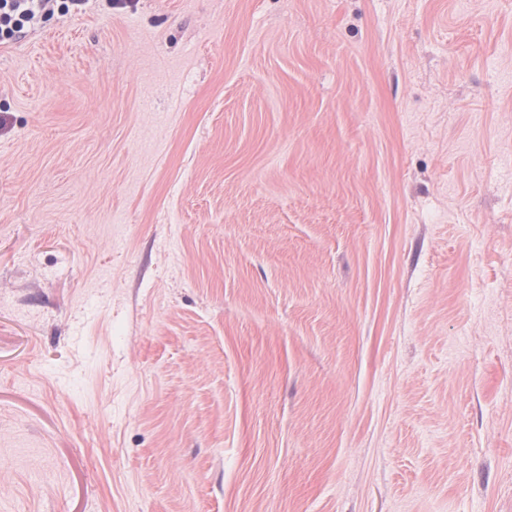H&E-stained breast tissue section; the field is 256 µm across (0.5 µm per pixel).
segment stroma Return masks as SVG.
I'll list each match as a JSON object with an SVG mask.
<instances>
[{
	"label": "stroma",
	"instance_id": "1",
	"mask_svg": "<svg viewBox=\"0 0 512 512\" xmlns=\"http://www.w3.org/2000/svg\"><path fill=\"white\" fill-rule=\"evenodd\" d=\"M0 512H512V0L0 44Z\"/></svg>",
	"mask_w": 512,
	"mask_h": 512
}]
</instances>
